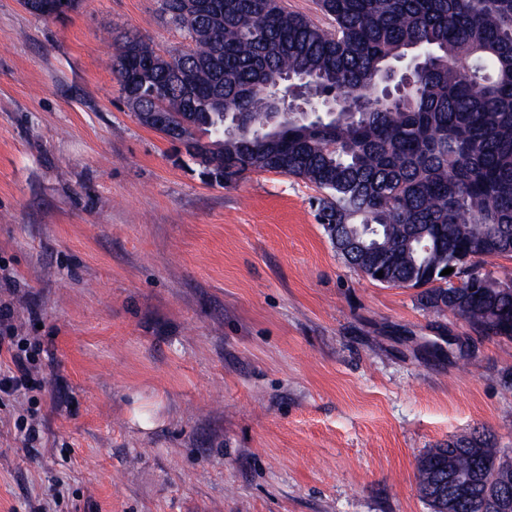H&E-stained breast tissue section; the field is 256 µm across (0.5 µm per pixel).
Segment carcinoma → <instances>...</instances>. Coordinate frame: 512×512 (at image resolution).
Here are the masks:
<instances>
[{
	"instance_id": "obj_1",
	"label": "carcinoma",
	"mask_w": 512,
	"mask_h": 512,
	"mask_svg": "<svg viewBox=\"0 0 512 512\" xmlns=\"http://www.w3.org/2000/svg\"><path fill=\"white\" fill-rule=\"evenodd\" d=\"M221 2L220 13L187 21L185 0H161L189 39L168 61L135 35L116 47L123 93L148 111L168 106L165 124H141L217 183L256 170L309 182L318 222L349 246V265L421 289L423 308L480 335L512 339V287L477 269L512 256V0H316L328 27L282 0ZM410 52L422 59L409 90L384 97L382 76ZM287 72L308 76L316 101L352 96L362 108L309 120L290 112L273 131L268 86ZM213 98L224 111H210ZM227 114L241 121L233 139L218 137ZM450 453L470 478L459 512H495L512 456L475 431L426 451L419 487L448 478Z\"/></svg>"
}]
</instances>
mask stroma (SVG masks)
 <instances>
[{"instance_id": "35a3bbf8", "label": "stroma", "mask_w": 512, "mask_h": 512, "mask_svg": "<svg viewBox=\"0 0 512 512\" xmlns=\"http://www.w3.org/2000/svg\"><path fill=\"white\" fill-rule=\"evenodd\" d=\"M127 31L185 42L159 0H0V336L48 387L0 398V512H429L428 449L512 448V340L347 265L310 183L209 182L128 111Z\"/></svg>"}]
</instances>
